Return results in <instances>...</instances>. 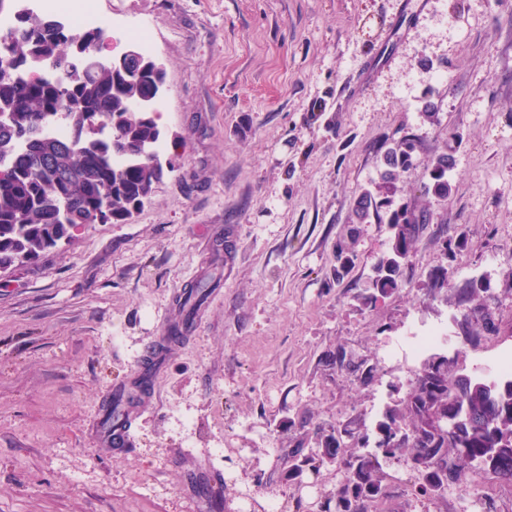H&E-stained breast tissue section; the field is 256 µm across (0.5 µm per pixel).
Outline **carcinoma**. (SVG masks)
<instances>
[{
    "instance_id": "1",
    "label": "carcinoma",
    "mask_w": 512,
    "mask_h": 512,
    "mask_svg": "<svg viewBox=\"0 0 512 512\" xmlns=\"http://www.w3.org/2000/svg\"><path fill=\"white\" fill-rule=\"evenodd\" d=\"M107 48L103 31H71L51 18L26 13L10 35L0 39V105L11 121L0 123V270L34 263L47 251L89 224L121 223L141 208L164 177V166L149 162L161 130L156 91L166 73L148 55L121 68L88 61ZM53 119L68 126V138L49 136ZM380 182L356 200L359 223H366L396 194V183L412 159L410 139L378 146ZM453 157L436 155L425 191L446 198ZM430 217L403 205L387 215L393 232L388 253L375 265L370 302L404 284L405 270ZM208 282L198 281L180 303L185 321L195 313L191 300ZM486 289L470 281L462 289L463 311L457 325L470 341L485 331L473 313L485 309ZM381 455L347 452L341 434L325 450H288V480L327 465L340 475L336 496L319 503V512H369L385 497L380 459L404 455L413 461L414 480L397 492L422 504L444 498L448 463L459 475L455 487L466 491L488 468L512 480V377L487 382L455 377L448 358L433 355L408 385L401 407L379 423Z\"/></svg>"
}]
</instances>
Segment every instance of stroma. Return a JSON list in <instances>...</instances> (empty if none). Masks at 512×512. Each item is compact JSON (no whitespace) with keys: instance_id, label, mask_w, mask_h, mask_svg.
Wrapping results in <instances>:
<instances>
[{"instance_id":"1","label":"stroma","mask_w":512,"mask_h":512,"mask_svg":"<svg viewBox=\"0 0 512 512\" xmlns=\"http://www.w3.org/2000/svg\"><path fill=\"white\" fill-rule=\"evenodd\" d=\"M101 3L155 35L176 167L126 223L88 225L0 277V512H209L198 470L221 475L222 512L298 499L317 512L336 468L291 482L288 449L324 450L346 427L376 435L407 390L384 352L410 328L448 320L441 353L457 376L512 350V0ZM405 135L418 161L394 202L431 222L407 285L370 305L391 230L358 224L354 203L380 178L378 144ZM442 152L445 199L424 192ZM447 238L463 242L456 259ZM442 266L448 285L431 288ZM208 276L220 289L167 344L131 446H98L102 403ZM474 278L497 329L468 342L456 293ZM340 350L370 378L338 367ZM387 507L480 512L453 489Z\"/></svg>"}]
</instances>
